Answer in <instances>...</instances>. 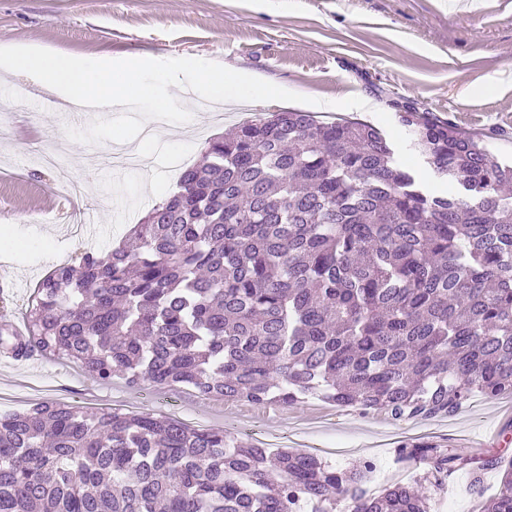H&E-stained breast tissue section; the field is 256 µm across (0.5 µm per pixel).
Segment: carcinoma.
<instances>
[{"instance_id":"carcinoma-1","label":"carcinoma","mask_w":512,"mask_h":512,"mask_svg":"<svg viewBox=\"0 0 512 512\" xmlns=\"http://www.w3.org/2000/svg\"><path fill=\"white\" fill-rule=\"evenodd\" d=\"M391 106L436 185L370 123L258 116L210 139L127 242L54 267L0 349L65 357L102 384L259 405L318 393L395 422L511 399L512 165L413 102ZM396 454L430 475L370 493V460L338 469L222 429L42 402L0 414V512H430L462 469L479 512H512L511 458Z\"/></svg>"}]
</instances>
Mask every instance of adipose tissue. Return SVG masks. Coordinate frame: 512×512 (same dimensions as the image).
Returning a JSON list of instances; mask_svg holds the SVG:
<instances>
[{
	"mask_svg": "<svg viewBox=\"0 0 512 512\" xmlns=\"http://www.w3.org/2000/svg\"><path fill=\"white\" fill-rule=\"evenodd\" d=\"M10 69L38 74L37 89L48 90L65 103L78 100L92 109L105 111L125 107L146 113L151 124L162 122L163 111L147 107L139 93L144 63L134 59L114 67L96 61L78 62L71 57L50 51L18 48L10 52ZM239 74L229 64H211L199 69L196 89L210 97H232L241 88Z\"/></svg>",
	"mask_w": 512,
	"mask_h": 512,
	"instance_id": "obj_1",
	"label": "adipose tissue"
}]
</instances>
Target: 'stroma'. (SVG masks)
Segmentation results:
<instances>
[{"mask_svg":"<svg viewBox=\"0 0 512 512\" xmlns=\"http://www.w3.org/2000/svg\"><path fill=\"white\" fill-rule=\"evenodd\" d=\"M52 48L78 60H157L141 75L144 95L167 100V122L185 114L170 94L190 85L196 67L229 61L267 78L274 94L221 104L223 120L203 119L183 140H145L138 113L115 110L68 118L45 110L32 94L33 76H9L0 66V225L11 250L0 255V330L22 325L37 283L84 249H111L149 209L176 188L182 169L207 141L257 115L296 110L319 119H357L384 129L399 155L407 134L387 102L409 100L459 129L483 135L493 153L512 159V0H0V48ZM371 100L374 111L357 107ZM60 146L55 166L37 151ZM141 149L148 165L90 166L88 157ZM92 169L94 182L82 172ZM81 185V209L93 223L76 227L65 185ZM41 401L88 410L151 413L195 429H221L257 445L320 454L338 449L333 466L370 458L371 488L422 475V464L395 456L406 440L433 442L471 455L512 459V399H474L452 417L396 423L319 397L284 406L202 399L187 387H129L124 378L100 384L68 360L0 358V413ZM465 472L436 490L431 512H476Z\"/></svg>","mask_w":512,"mask_h":512,"instance_id":"stroma-1","label":"stroma"}]
</instances>
